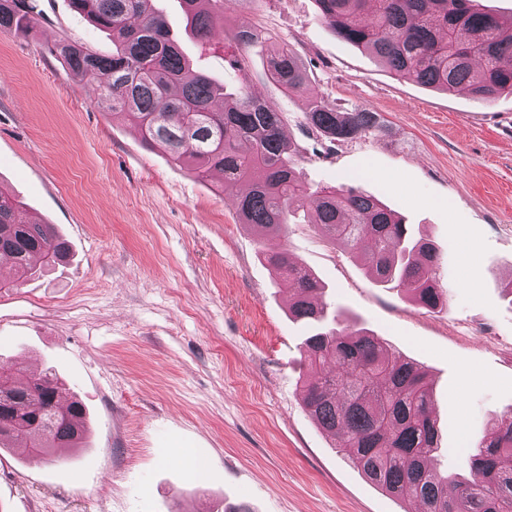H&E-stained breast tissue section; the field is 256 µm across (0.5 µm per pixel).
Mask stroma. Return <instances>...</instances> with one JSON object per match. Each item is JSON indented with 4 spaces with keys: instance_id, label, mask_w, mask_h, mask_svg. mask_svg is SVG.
Segmentation results:
<instances>
[{
    "instance_id": "stroma-1",
    "label": "stroma",
    "mask_w": 512,
    "mask_h": 512,
    "mask_svg": "<svg viewBox=\"0 0 512 512\" xmlns=\"http://www.w3.org/2000/svg\"><path fill=\"white\" fill-rule=\"evenodd\" d=\"M38 31L0 30V184L53 225L70 258L0 273V365L51 373L85 405L90 439L52 462L0 449V512H412L377 490L304 410L310 329L288 316L289 286L262 261L219 177L202 181L100 108L49 48L66 39L112 52L70 0H37ZM195 66L227 90L247 84L284 116L312 188L358 174L438 248L446 302L424 308L376 285L359 259L297 215L281 247L325 286L330 310L422 364L434 383L440 467L488 419L512 410V95L484 102L393 75L341 41L316 0H249L239 17L288 43L307 93L247 75L222 38L191 39L179 0H155ZM379 113L385 133L333 142L312 133L308 101Z\"/></svg>"
}]
</instances>
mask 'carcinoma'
Masks as SVG:
<instances>
[{
    "label": "carcinoma",
    "instance_id": "cac0c4a2",
    "mask_svg": "<svg viewBox=\"0 0 512 512\" xmlns=\"http://www.w3.org/2000/svg\"><path fill=\"white\" fill-rule=\"evenodd\" d=\"M196 38L216 34L233 48L230 64L250 65L251 49L268 46V78L284 92L305 93L309 76L296 53L248 21L224 26V13L249 0H181ZM320 17L342 41L378 57L396 76L445 92L464 89L479 100L512 94V22L479 8L478 0H317ZM72 7L117 41L110 56L61 41L50 52L74 75L96 84V103L130 121L149 147L159 146L200 179L222 174L236 192L241 222L262 237L284 233L294 208L315 217L331 241L358 256L378 285L404 286L413 302L435 308L446 295L433 244L377 198L346 177L339 187H307L298 151L283 136V116L248 87L230 94L193 69L152 0H71ZM31 0H0V29L34 30ZM311 129L333 141L383 133L376 112H344L310 101ZM0 254L17 273L59 264L68 248L50 224L24 214L0 186ZM288 279L289 314L312 327L303 354L318 375L301 386L305 409L335 447L382 492L410 498L421 512H512V412L493 418L468 449L470 478L454 481L436 466L438 429L428 373L378 336L332 314L312 272L285 249L264 256ZM47 375L25 380L0 372V446L20 444L47 455L87 439L79 402L59 401Z\"/></svg>",
    "mask_w": 512,
    "mask_h": 512
}]
</instances>
